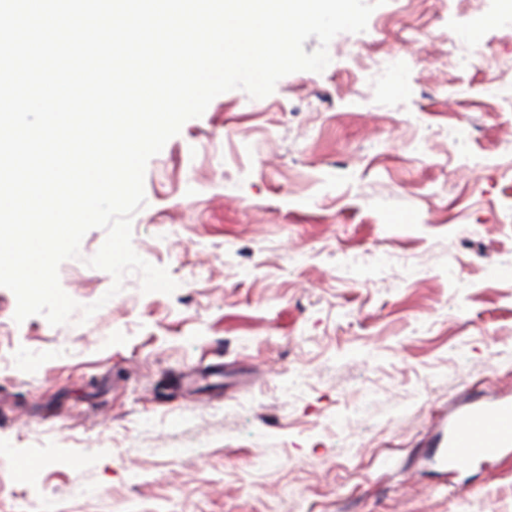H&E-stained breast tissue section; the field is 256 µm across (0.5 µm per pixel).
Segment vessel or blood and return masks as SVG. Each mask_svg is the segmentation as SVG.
I'll use <instances>...</instances> for the list:
<instances>
[{
  "label": "vessel or blood",
  "mask_w": 512,
  "mask_h": 512,
  "mask_svg": "<svg viewBox=\"0 0 512 512\" xmlns=\"http://www.w3.org/2000/svg\"><path fill=\"white\" fill-rule=\"evenodd\" d=\"M437 465L455 472L480 465L512 449V396L467 395L438 422L433 443Z\"/></svg>",
  "instance_id": "1"
}]
</instances>
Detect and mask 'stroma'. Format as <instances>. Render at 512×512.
<instances>
[{"label": "stroma", "instance_id": "1", "mask_svg": "<svg viewBox=\"0 0 512 512\" xmlns=\"http://www.w3.org/2000/svg\"><path fill=\"white\" fill-rule=\"evenodd\" d=\"M503 4L387 0L323 72L188 120L133 220L173 294L106 298L100 229L59 268L86 323L0 288V512H512V454L422 461L461 395L512 392Z\"/></svg>", "mask_w": 512, "mask_h": 512}]
</instances>
